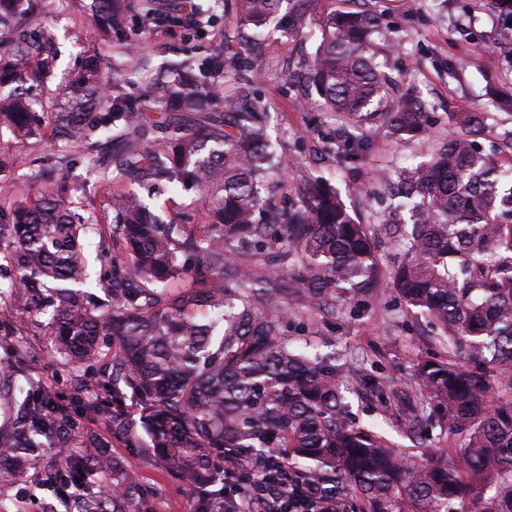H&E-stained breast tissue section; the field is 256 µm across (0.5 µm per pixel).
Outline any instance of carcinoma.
<instances>
[{"mask_svg": "<svg viewBox=\"0 0 512 512\" xmlns=\"http://www.w3.org/2000/svg\"><path fill=\"white\" fill-rule=\"evenodd\" d=\"M0 0V129L38 135L39 118L24 84L55 70L47 38L36 69L21 68L31 53L27 28L42 0ZM99 39L135 15L145 21L200 27L224 0H92ZM284 0H239L233 23L258 29ZM311 0H296L288 36H309ZM328 12L307 65L315 103L344 138L322 137L339 164L361 160L367 131L397 141L419 137L428 105L376 60L386 38L369 8ZM224 72L217 97L206 76ZM232 62L212 57L200 73L177 67L135 95L122 90L118 69L107 76L90 57L58 89L54 134L64 147L91 149L115 133L119 149L99 180L111 190L112 223L97 228L104 302L86 289L79 244L85 229L72 199L82 184L68 174L67 153L39 157L37 176L56 177L55 192L30 201L0 190V277L12 302L0 307L10 329L22 305L32 324L51 337L53 352L71 370L76 402L100 405L85 367L100 365L112 399V433L145 442L157 461L190 486L212 483L218 462L293 494L311 486L336 498V512H512V128L502 127L508 157L479 147L483 112L452 116L458 130L436 143L430 158L396 169L384 186L389 203L360 223L340 191L321 176L304 179L286 210L266 194L281 168L267 133L262 98L243 91ZM155 106L165 119L151 122ZM164 191L199 188L206 217L166 222L129 185ZM384 236L403 244L387 272L377 253ZM245 251L270 266L257 275L242 264ZM424 317L444 345L443 357L417 358L408 382L396 388L377 371L336 354L311 353L288 336V317L302 310L336 314L351 300L379 298L383 285ZM371 395L381 419L399 422L411 442L399 448L378 423L351 420L344 390ZM137 399L141 439L126 415ZM0 489L32 470H47L42 449L65 451L64 483L82 490L79 512H131L135 482L110 481L114 463L84 458L66 430L69 414L50 389L32 381L25 352L0 362ZM462 440L437 455L423 452L434 430Z\"/></svg>", "mask_w": 512, "mask_h": 512, "instance_id": "obj_1", "label": "carcinoma"}]
</instances>
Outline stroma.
Instances as JSON below:
<instances>
[{"label":"stroma","instance_id":"stroma-1","mask_svg":"<svg viewBox=\"0 0 512 512\" xmlns=\"http://www.w3.org/2000/svg\"><path fill=\"white\" fill-rule=\"evenodd\" d=\"M47 4L38 26L56 42L58 67L46 84L31 89L39 111L45 114L41 136L14 142L15 155L27 166L8 175L12 193L27 197L52 190L50 181L35 177L29 162L61 148L53 136L49 117L57 109L58 85L71 76L84 55L96 53L107 58L114 53L113 47L97 38L89 11L67 6L61 0H47ZM369 4L380 14L392 37L389 46L379 52V62L392 74L413 81L433 111V123L423 139L396 143L381 134L373 136L361 169L363 176L381 185L393 178L396 167L422 161L437 139L452 136L456 130L452 114L489 112L494 97L512 95V63L505 54L512 47V31L499 26L493 0H369ZM136 42L138 54L148 57L151 66L145 70L132 62L124 64L123 89L132 94L161 78L170 65L188 58L200 64L220 55L244 63V77L271 105L268 133L277 142L284 164L280 177L270 186L277 201H286L305 177L324 175L332 178L361 222H369L372 214L383 208L380 198L355 192L353 170L334 166L324 153L319 135L329 130L331 123L308 103L303 85L291 79L299 72L304 53L314 52L317 41L312 38L301 46L290 40L284 16H277L263 30L258 49L241 41L230 21L201 33L144 25L137 29ZM71 156L75 160L74 171L85 184L84 194L77 197L88 223L81 243L87 272L94 280L100 263L93 227L111 221L112 206L92 176L84 152L75 150ZM149 203L166 219L178 213L193 214L198 222L204 217L203 197L195 189L158 193L150 196ZM15 326L18 335L0 336V360L10 358L14 347H25L29 374L51 388L56 402L68 408L78 438L88 441L84 456L113 459L117 464L111 476L113 483H122L129 477L136 480L137 512H192L194 507L227 491L236 500L251 493L250 483L244 479L228 485L219 480L202 487L187 486L170 475L149 449L127 445L122 438L113 436L106 414L77 407L71 372L53 354L48 337L31 324L25 310H18ZM425 332V322L416 310L389 292L376 300L343 304L332 317L303 312L288 323L289 335L310 342L317 352L337 353L362 368L380 367L396 385L404 381L416 356L445 355L444 346L425 340ZM5 494L17 512H42L47 502L54 505L56 512H76L70 489L62 481L49 480L44 471L29 472Z\"/></svg>","mask_w":512,"mask_h":512}]
</instances>
